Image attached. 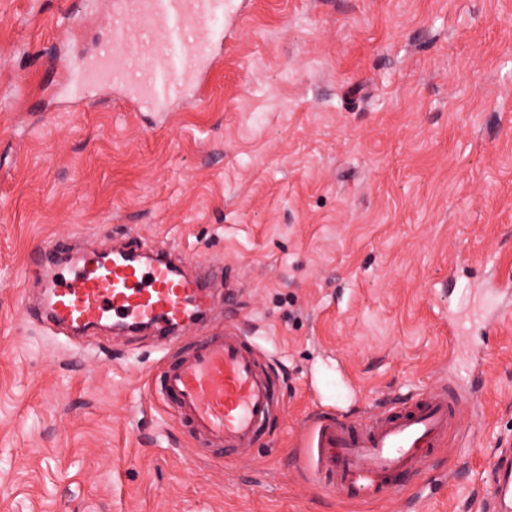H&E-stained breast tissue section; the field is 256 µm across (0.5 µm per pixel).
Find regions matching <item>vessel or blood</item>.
<instances>
[{"instance_id":"b4317fda","label":"vessel or blood","mask_w":512,"mask_h":512,"mask_svg":"<svg viewBox=\"0 0 512 512\" xmlns=\"http://www.w3.org/2000/svg\"><path fill=\"white\" fill-rule=\"evenodd\" d=\"M108 18L110 39L69 72V81L90 93L108 86L136 107L165 112L201 103L240 11L237 0H110ZM135 41L151 48L149 60L126 54ZM47 288L40 317L49 329L80 331L112 317L168 337L155 389L208 453H239L261 439L280 404L272 360L237 327L206 331L211 293L177 255L116 247L106 262L90 249ZM189 326L193 336L183 337ZM306 428L329 490L365 502L398 495L406 478H427L436 449L458 425L447 387L436 386L369 410L362 424L321 412ZM485 509L512 512L511 453L494 459Z\"/></svg>"}]
</instances>
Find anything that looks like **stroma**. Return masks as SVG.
<instances>
[{
	"mask_svg": "<svg viewBox=\"0 0 512 512\" xmlns=\"http://www.w3.org/2000/svg\"><path fill=\"white\" fill-rule=\"evenodd\" d=\"M105 0H0V512H473L512 449V0H246L202 105L158 120L58 94L109 40ZM135 237L222 273L209 328L268 351L284 407L256 449L198 458L153 398V330L31 316L41 241ZM463 334L448 336V320ZM455 381L451 479L359 502L312 483L325 411Z\"/></svg>",
	"mask_w": 512,
	"mask_h": 512,
	"instance_id": "35a3bbf8",
	"label": "stroma"
}]
</instances>
